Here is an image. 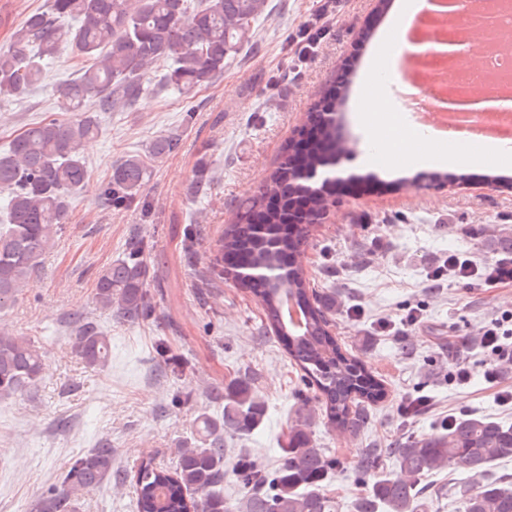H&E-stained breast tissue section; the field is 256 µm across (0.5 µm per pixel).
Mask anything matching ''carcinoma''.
Instances as JSON below:
<instances>
[{"label": "carcinoma", "mask_w": 512, "mask_h": 512, "mask_svg": "<svg viewBox=\"0 0 512 512\" xmlns=\"http://www.w3.org/2000/svg\"><path fill=\"white\" fill-rule=\"evenodd\" d=\"M268 0H48L14 29L0 49V101L20 99L40 84L46 65L69 48L89 61L76 79L53 88L57 110L73 118H45L33 123L0 150V309L15 301L42 257L54 246L73 197L83 186L87 165L82 141L99 135L98 112H127L142 98L171 91L185 99L224 75V67L252 44L254 25L266 15ZM166 64L154 79L158 64ZM349 83L343 72L326 88L323 100L307 112L314 131L307 144L291 140L280 162L237 206L235 220L218 240L215 264L239 271L242 283L261 304L264 329L277 336L292 364L316 388L325 416L336 430L355 435L367 420L366 404L386 397L381 380L356 358L342 352L331 331L336 293L310 287L300 261L312 227L290 223L293 200L305 197L314 211H327L335 194L330 180L304 184L291 168L323 170L325 156L346 147L323 112L341 107ZM171 136L156 137L149 155L162 159L174 150ZM149 168L131 155L112 168L103 196L122 206L139 196ZM143 237L128 241L121 259L99 276L96 301L101 310L135 322L151 315L146 288L148 266ZM285 303L294 304L304 324L288 325ZM72 348L90 367L106 364L109 340L84 322L72 320ZM41 353L25 336L0 332V400L34 387L41 373ZM266 408L252 383L239 378L224 387L220 417L202 416L201 437L177 449L174 469L143 463L133 480L136 512H338L326 481L334 461L316 447L312 419L302 415L288 425L280 444L281 463L274 471L246 458L233 463L244 490L241 501H224V432L247 434L264 420ZM395 471L374 479L356 512H422V479L446 467L481 477L497 460L512 455V426L489 416L462 415L447 433L415 439L393 449ZM112 470V448L103 443L78 458L60 486L46 492L37 512H76L79 494L97 487ZM463 512H512V478L468 484L457 491Z\"/></svg>", "instance_id": "1"}]
</instances>
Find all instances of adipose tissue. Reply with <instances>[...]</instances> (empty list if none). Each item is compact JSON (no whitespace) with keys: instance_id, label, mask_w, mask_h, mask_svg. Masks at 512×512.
Segmentation results:
<instances>
[{"instance_id":"obj_1","label":"adipose tissue","mask_w":512,"mask_h":512,"mask_svg":"<svg viewBox=\"0 0 512 512\" xmlns=\"http://www.w3.org/2000/svg\"><path fill=\"white\" fill-rule=\"evenodd\" d=\"M429 0H400L392 22L385 29L375 50V57L369 60L367 77L377 73V57H384L388 71H396L398 60L409 43L406 35L418 15L429 9ZM359 123L367 133L369 148L376 154L392 156L400 149H408L410 164L414 167H448L451 169L481 162L492 155L506 157L512 150L506 149L500 142H482L480 150H472L463 143L450 144L448 152H441L440 142L429 132L418 129L408 123L397 112L391 97L378 92L364 98L361 111L357 116Z\"/></svg>"}]
</instances>
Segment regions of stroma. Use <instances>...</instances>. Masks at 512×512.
<instances>
[{"label": "stroma", "mask_w": 512, "mask_h": 512, "mask_svg": "<svg viewBox=\"0 0 512 512\" xmlns=\"http://www.w3.org/2000/svg\"><path fill=\"white\" fill-rule=\"evenodd\" d=\"M377 0H269L267 16L224 74L193 99L146 97L135 111L101 118V132L83 149L88 177L61 226L53 250L5 310L0 327L30 338L43 370L29 392L0 401V512H33L40 496L71 462L112 446V468L126 473L149 460L168 467L176 450L194 445L196 420L219 416V395L235 378H251L266 405L262 424L246 436L225 435L224 456L247 453L261 468L280 463L279 444L299 414L313 418L317 447L336 460L327 489L351 512L369 488L357 463L369 451L377 474L395 467L392 448L441 430L447 418L487 415L512 425V362L483 348L491 320L512 345V285L480 276L445 274L449 255L476 264L499 260L491 242L512 232V166L498 158L462 167V183L404 188L418 172L404 163L344 162L348 189L337 191L327 223L315 226L303 257L310 284L336 293L332 331L347 354L384 382L357 436L336 432L312 388L288 361L280 341L263 332V311L250 293L212 269L215 243L247 196L272 170L283 145L301 132L306 113L336 73L352 70L341 135L362 141L353 98L370 92L361 67L371 50L364 29L380 30ZM327 27L317 52L300 55L308 31ZM82 58L64 51L41 84L20 101L0 103V148L28 124L56 115L52 87L73 76ZM179 137L177 149L150 162L141 197L108 207L103 186L114 165L146 155L159 135ZM210 176L207 193L197 173ZM144 235L148 289L155 308L141 323L103 313L95 299L101 271L121 256L127 238ZM417 322H409V314ZM96 323L112 358L90 368L72 351V316ZM470 372L459 381L458 367ZM495 370L488 380L487 370ZM428 404L406 416L401 404ZM454 467L429 474L425 512H461L450 494L470 482ZM132 484L106 478L77 500V512H134Z\"/></svg>", "instance_id": "1"}]
</instances>
